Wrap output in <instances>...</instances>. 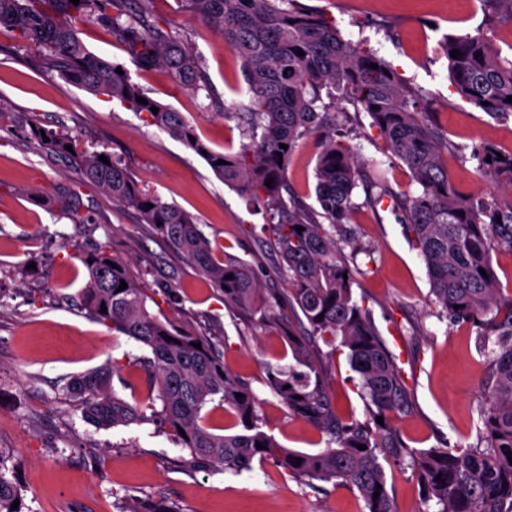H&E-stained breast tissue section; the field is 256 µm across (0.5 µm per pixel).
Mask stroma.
<instances>
[{
	"label": "stroma",
	"mask_w": 512,
	"mask_h": 512,
	"mask_svg": "<svg viewBox=\"0 0 512 512\" xmlns=\"http://www.w3.org/2000/svg\"><path fill=\"white\" fill-rule=\"evenodd\" d=\"M345 39L383 57L402 82L430 100L429 115L451 148L445 158L452 185L471 197L512 200V185L482 174L473 149L512 151V118L495 119L466 102L449 80L439 43L448 34L482 33L512 59V23L498 18L489 0H304ZM155 14L204 59L214 99L177 87L161 71L139 70L111 27L91 17L76 26L94 54L122 64L155 100L182 112L198 138L219 152L243 142L235 112L248 102L240 63L219 33L208 29L179 0H155ZM0 473L21 488L24 512H127L131 500H165L176 512H367L358 490L331 482L308 485L269 461L250 469L192 473L176 463L183 450L158 423L101 428L83 418L66 385L109 364L117 395L147 406L149 392L134 357L142 346L92 319L80 306L84 286L79 247L112 238L114 256L131 261L147 284L178 270L182 299L176 317L196 333L219 341L224 368L258 396L264 430L286 448L313 452L328 437L293 415L266 385L267 367L293 362L284 332L263 313H244L173 254L134 211L82 182L68 155L38 150L32 126L68 131L78 150L106 152L134 180L164 202L190 214L217 258L249 263L267 293L286 297L288 280L268 229L265 210L224 185L207 162L118 101L72 84L42 68L34 49L0 34ZM341 126L368 176H381L397 194L415 193L410 170L384 154L364 112H348ZM314 138L301 140L288 161L291 195L316 208ZM76 195L91 224H74L57 199ZM353 243L342 246L358 267L353 295L369 309L384 343L404 372L411 413L391 426L415 449L476 445L480 407L493 341L476 327L439 318L430 280L412 234L397 220L391 200L377 207L355 193ZM313 351L336 413L365 420L359 378L345 354L322 339ZM397 512H421L412 469L384 464Z\"/></svg>",
	"instance_id": "35a3bbf8"
}]
</instances>
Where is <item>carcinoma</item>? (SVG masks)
<instances>
[{"mask_svg":"<svg viewBox=\"0 0 512 512\" xmlns=\"http://www.w3.org/2000/svg\"><path fill=\"white\" fill-rule=\"evenodd\" d=\"M204 25L221 33L241 62L249 104L239 113L248 143L239 151L217 152L196 137L182 113L147 96L119 65L91 53L74 25V13L112 27L139 69L165 70L180 88L210 91L200 55L166 23L158 21L153 0H0V32L44 51V64L70 82L120 101L130 110L186 146L205 155L213 172L240 196L270 215L280 266L288 276V308L314 337L346 351L367 398L368 420H343L331 408L325 383L311 349L288 326V345L296 365L270 368L266 383L298 417L328 436L327 447L301 452L282 447L262 430L257 398L247 384L231 377L217 342L168 317L154 314L155 295L174 298L172 283L149 292L127 261L112 255L110 240L80 252L85 268L82 307L99 322L139 343L148 356L139 359L150 392L161 409L146 416L109 390L118 366L101 367L70 380L68 389L86 419L101 428L148 420L168 427L185 450L179 465L192 472L222 467L234 472L254 459L270 460L306 483L335 482L357 489L368 512H396L383 460H408L425 495L422 512H512V297H501L490 260L492 247L512 250V201L468 198L448 179L441 161L448 149L444 133L423 118L422 91L403 83L390 64L342 37L335 25L299 0H181ZM457 91L494 117L512 115V59L501 57L482 34L445 35L440 43ZM304 55H297V51ZM459 52L452 58L451 51ZM378 68L372 69L370 65ZM142 97L147 103L141 104ZM329 102H324V98ZM362 108L383 141V150L399 159L418 184L413 195L396 196L377 182H366L352 147L336 139V103ZM159 108L154 113L151 107ZM33 135L49 152L69 154L83 181L118 207L133 209L168 246L220 291L224 304L244 312L264 309L265 299L252 269L241 261H219L196 219L144 190L119 159L84 153L65 130ZM49 141H43V137ZM313 136L318 145L315 195L319 210L308 213L286 198L288 159L298 142ZM287 148H281V145ZM72 150H67V146ZM478 168L512 184V156L500 159L484 148L474 153ZM223 164L218 165L216 161ZM274 179L272 186L266 180ZM369 188L373 207L391 198L393 210L414 236L428 269L433 303L453 321L470 322L484 336H496L480 410L478 443L469 448L412 449L389 425L390 415L408 414L413 404L402 371L385 349L370 312L353 298L354 270L341 254L331 230L350 222L353 193ZM151 203L153 207L145 209ZM61 209L74 224L89 216L71 196ZM302 226L299 232L295 227ZM233 278H227V275ZM127 288L118 290L120 283ZM107 312H101V307ZM171 340H165V337ZM201 344L197 349L194 344ZM243 397L237 398L235 394ZM233 411V432L207 425L203 408L213 402ZM261 443L263 448L256 447ZM367 449L360 450L358 446ZM379 497H374V492ZM14 482L0 474V512H22Z\"/></svg>","mask_w":512,"mask_h":512,"instance_id":"1","label":"carcinoma"}]
</instances>
